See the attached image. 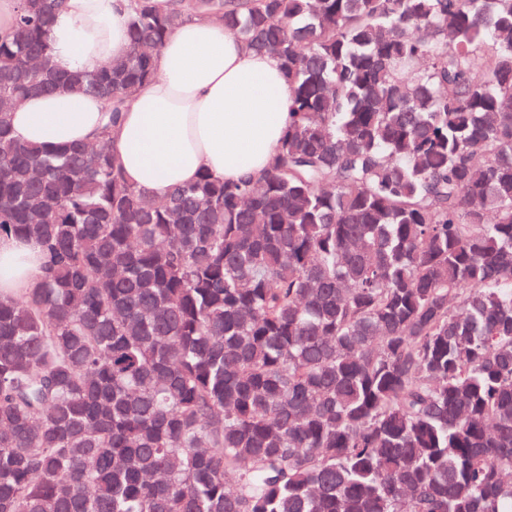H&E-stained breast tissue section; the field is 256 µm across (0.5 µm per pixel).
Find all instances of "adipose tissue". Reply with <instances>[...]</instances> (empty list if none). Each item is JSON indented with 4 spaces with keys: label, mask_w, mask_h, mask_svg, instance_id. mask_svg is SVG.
Returning a JSON list of instances; mask_svg holds the SVG:
<instances>
[{
    "label": "adipose tissue",
    "mask_w": 512,
    "mask_h": 512,
    "mask_svg": "<svg viewBox=\"0 0 512 512\" xmlns=\"http://www.w3.org/2000/svg\"><path fill=\"white\" fill-rule=\"evenodd\" d=\"M127 8L128 0H66L50 35L57 69L93 73L124 57ZM153 67L110 133L127 183L162 200L205 171L237 182L267 169L291 104L275 56L247 50L222 23L197 17L177 26ZM104 110L102 98L63 88L30 95L11 123L20 141L52 148L96 140ZM41 265L34 244L0 237V289L34 287Z\"/></svg>",
    "instance_id": "obj_1"
}]
</instances>
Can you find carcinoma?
Segmentation results:
<instances>
[{"label":"carcinoma","mask_w":512,"mask_h":512,"mask_svg":"<svg viewBox=\"0 0 512 512\" xmlns=\"http://www.w3.org/2000/svg\"><path fill=\"white\" fill-rule=\"evenodd\" d=\"M64 0L0 38V512H512V0H129L60 74ZM281 64L269 168L158 201L107 136L9 116L62 82L108 124L181 23ZM128 0H66L50 35L53 60L64 73L98 71L126 55ZM39 249L12 236L0 237V289L33 288L39 279Z\"/></svg>","instance_id":"cac0c4a2"}]
</instances>
